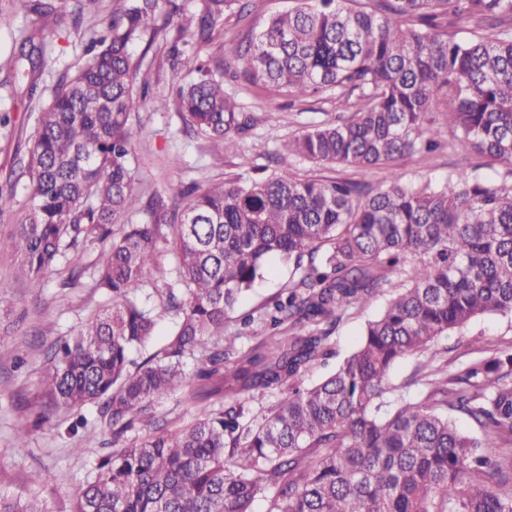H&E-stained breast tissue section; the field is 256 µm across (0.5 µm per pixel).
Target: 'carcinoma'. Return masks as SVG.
I'll return each mask as SVG.
<instances>
[{
  "label": "carcinoma",
  "mask_w": 512,
  "mask_h": 512,
  "mask_svg": "<svg viewBox=\"0 0 512 512\" xmlns=\"http://www.w3.org/2000/svg\"><path fill=\"white\" fill-rule=\"evenodd\" d=\"M240 2L197 0L166 55L193 75L175 93L184 124L219 144L251 128L207 57ZM345 2L298 0L237 61L254 85L333 95L352 116L288 138L270 174L187 188L172 209L157 199L153 222L129 224L141 68L132 49L153 41L160 0H113L89 35L84 19L101 0H0V10L18 5L37 22L12 37L14 64H46L44 23L59 15L87 37L89 58L59 76L17 160L27 203L0 187V217L16 224L0 252L22 255L27 280L55 271L70 249L105 244L92 279L112 303L47 348L41 378L42 419L64 408L77 415L67 428L75 434L87 426L81 411L96 405L112 435L72 512H252L259 497L269 512H512V352L452 368L434 351L476 316L512 317V0ZM443 104L462 154L443 182L407 184L394 171L373 192L292 171L297 158L367 168L431 153L440 143L428 115ZM472 151L506 164L503 178L486 179ZM164 251L175 255L174 278L154 292L178 320L151 353L156 308L142 289ZM272 256L297 277L259 310L271 328L303 335L242 351L227 315ZM386 288L356 349L308 383L331 355L339 313ZM414 354L424 356L417 399L389 381ZM244 391L278 399L255 423L242 405L224 406ZM177 392L210 406L169 429L149 411ZM453 413L477 433L460 432ZM0 512L42 510L0 495Z\"/></svg>",
  "instance_id": "carcinoma-1"
}]
</instances>
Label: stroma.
Here are the masks:
<instances>
[{"label":"stroma","instance_id":"35a3bbf8","mask_svg":"<svg viewBox=\"0 0 512 512\" xmlns=\"http://www.w3.org/2000/svg\"><path fill=\"white\" fill-rule=\"evenodd\" d=\"M247 17L225 16L209 54L220 64L236 66L237 49L246 45L273 15L288 10L295 0H246ZM167 8H160L151 23L155 39L146 53L140 79L148 89L139 94L137 121L140 133L134 143L138 162L135 185L141 197L131 220L148 222L150 200L160 196L173 201L184 187L195 184L205 188L231 175L247 174L256 168L274 171V157L283 140L310 126L335 119L336 103L330 97L310 96L300 100L271 89H263L236 78L227 83L228 92L252 117L248 133L214 148L204 136L186 130L182 117L172 100L184 74L171 70L165 52L175 36L167 23ZM54 62L38 79L40 86L52 89L58 76L67 67L81 64L85 44L59 30L54 39ZM29 77L16 75L14 68L0 56V111H8L12 120L10 131H0V179L13 167L14 157L27 148L30 110L26 95ZM168 101L166 109H157L158 101ZM432 127L442 143L433 153H412L396 159L392 168H360L349 165H319L296 160L299 175L319 180L346 179L379 187L386 183L390 169L400 171L406 182L426 179L445 180L454 171L457 150L448 148L453 137L446 112L432 113ZM19 254L0 255V493L27 496L29 477L33 472L48 474L49 479L38 489L44 512H71L76 492L92 481L96 458L110 451L111 446L95 421V410H87L88 424L77 435L66 429L72 414L59 410L50 421L38 423L45 398L39 380L45 368V348L56 339L72 335L83 323L107 305L108 299L94 286L90 276H83L71 288L63 287L60 275L52 274L33 286L16 277ZM269 273L257 281L236 304L228 326L241 331L239 349L258 345L270 331L255 320L256 310L267 300L283 293L293 276L294 268L273 257L268 261ZM386 295H377L350 309L337 323L331 335L334 354L327 363L315 367L310 381H318L335 371L337 365L354 350L368 319L376 316L386 303ZM253 316L250 325H243L246 316ZM437 349L450 364L466 363L495 351L512 349V318L486 315L474 319L462 330L440 337ZM28 430V446H15L20 430Z\"/></svg>","mask_w":512,"mask_h":512}]
</instances>
